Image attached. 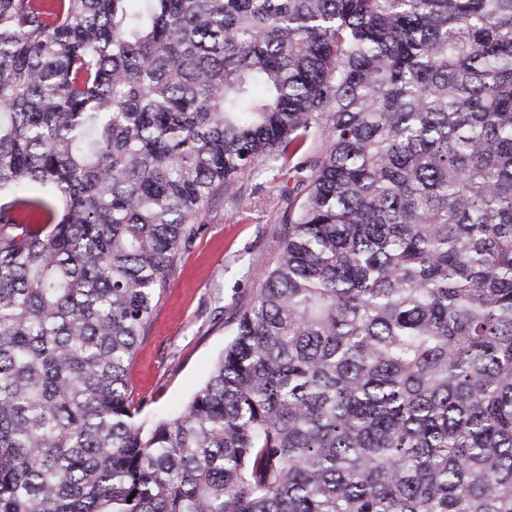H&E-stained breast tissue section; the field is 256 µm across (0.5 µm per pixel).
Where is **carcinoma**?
Segmentation results:
<instances>
[{
    "label": "carcinoma",
    "instance_id": "obj_1",
    "mask_svg": "<svg viewBox=\"0 0 512 512\" xmlns=\"http://www.w3.org/2000/svg\"><path fill=\"white\" fill-rule=\"evenodd\" d=\"M270 160L261 288L148 420L138 341ZM2 198L0 512H512V0H0Z\"/></svg>",
    "mask_w": 512,
    "mask_h": 512
}]
</instances>
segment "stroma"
Masks as SVG:
<instances>
[{"instance_id": "35a3bbf8", "label": "stroma", "mask_w": 512, "mask_h": 512, "mask_svg": "<svg viewBox=\"0 0 512 512\" xmlns=\"http://www.w3.org/2000/svg\"><path fill=\"white\" fill-rule=\"evenodd\" d=\"M284 180L263 167L241 179L251 211L239 217L231 203L217 205L182 252L129 372L148 418L181 409L207 376L230 339L232 322L256 294L258 269L271 263L288 206Z\"/></svg>"}]
</instances>
